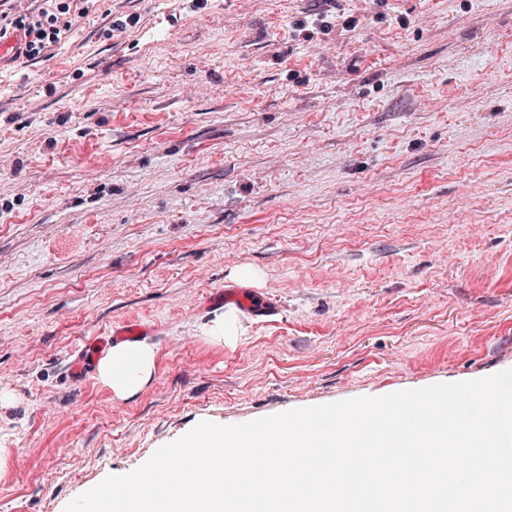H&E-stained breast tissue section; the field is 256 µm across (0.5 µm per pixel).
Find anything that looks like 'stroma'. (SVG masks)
Here are the masks:
<instances>
[{"label":"stroma","instance_id":"1","mask_svg":"<svg viewBox=\"0 0 512 512\" xmlns=\"http://www.w3.org/2000/svg\"><path fill=\"white\" fill-rule=\"evenodd\" d=\"M226 284L278 313L223 347ZM131 317L158 369L116 402L70 365ZM506 369L512 0H96L0 62V512L202 421Z\"/></svg>","mask_w":512,"mask_h":512}]
</instances>
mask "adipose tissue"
Listing matches in <instances>:
<instances>
[{"label": "adipose tissue", "instance_id": "ef3b65f1", "mask_svg": "<svg viewBox=\"0 0 512 512\" xmlns=\"http://www.w3.org/2000/svg\"><path fill=\"white\" fill-rule=\"evenodd\" d=\"M157 372V350L146 342H124L112 346L96 360L95 377L116 401L136 398Z\"/></svg>", "mask_w": 512, "mask_h": 512}]
</instances>
